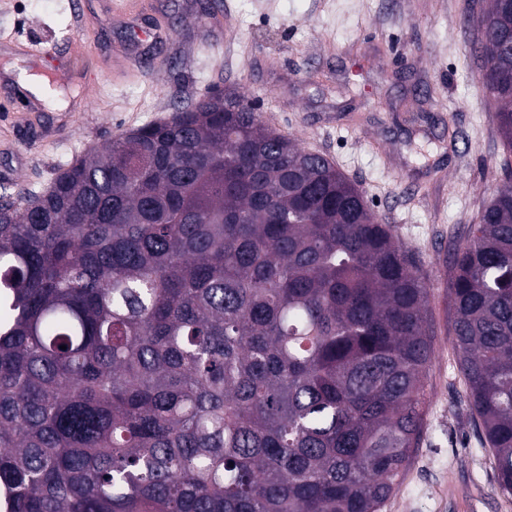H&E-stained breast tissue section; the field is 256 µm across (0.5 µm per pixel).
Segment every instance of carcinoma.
Returning a JSON list of instances; mask_svg holds the SVG:
<instances>
[{
    "mask_svg": "<svg viewBox=\"0 0 512 512\" xmlns=\"http://www.w3.org/2000/svg\"><path fill=\"white\" fill-rule=\"evenodd\" d=\"M473 50L504 176L448 305L511 497L512 0ZM429 297L364 190L230 91L0 194V512H382L428 410Z\"/></svg>",
    "mask_w": 512,
    "mask_h": 512,
    "instance_id": "obj_1",
    "label": "carcinoma"
}]
</instances>
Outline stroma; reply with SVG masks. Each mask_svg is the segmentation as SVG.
Here are the masks:
<instances>
[{
	"mask_svg": "<svg viewBox=\"0 0 512 512\" xmlns=\"http://www.w3.org/2000/svg\"><path fill=\"white\" fill-rule=\"evenodd\" d=\"M112 2L0 0V75H47L65 99L0 111V191H42L60 164L207 91L244 95L266 124L360 184L430 284L429 409L383 512H512L465 402L447 309L448 242L476 223L501 174L472 0H220V27L197 19L208 0H149L131 14ZM157 23L172 34L153 48L159 65L125 68L127 38ZM30 41L47 49L39 60L22 50ZM74 41L85 62H72ZM428 90L454 110L456 137L412 122Z\"/></svg>",
	"mask_w": 512,
	"mask_h": 512,
	"instance_id": "obj_1",
	"label": "stroma"
}]
</instances>
